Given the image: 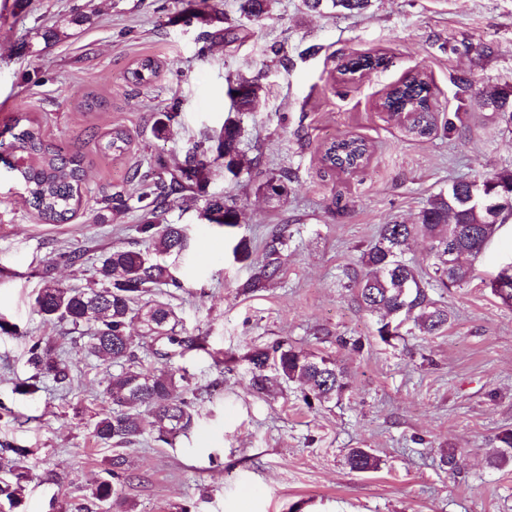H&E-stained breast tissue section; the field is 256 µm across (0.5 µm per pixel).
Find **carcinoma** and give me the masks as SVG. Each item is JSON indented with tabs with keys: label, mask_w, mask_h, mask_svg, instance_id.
Here are the masks:
<instances>
[{
	"label": "carcinoma",
	"mask_w": 512,
	"mask_h": 512,
	"mask_svg": "<svg viewBox=\"0 0 512 512\" xmlns=\"http://www.w3.org/2000/svg\"><path fill=\"white\" fill-rule=\"evenodd\" d=\"M272 0H241V12L260 18L268 13ZM370 0H305L317 10L327 3L332 8L362 11ZM157 63L141 59L127 72V80L145 85L156 76ZM260 87L241 78L227 87L228 97H237L235 115L224 120L216 136H207L186 154L178 174L169 184H160L152 199L140 196L141 210L152 218L139 225L138 232L146 249L114 247L97 269V282L90 288H72L53 279L40 288L35 305L45 319L66 322L77 329L91 328V339L84 349L86 356L118 367L110 373L102 391L104 406L93 425V437L114 447L131 445L145 434L160 444H171L172 438L193 426L196 415L197 387L187 372L172 368L146 371L129 333L131 324L139 322L143 335L155 342L164 341L170 348L165 356L178 352L188 340L179 335V323L171 303L173 293H160L163 288H182L176 276L177 264L187 258L190 248L185 228L180 224H161L155 221L171 208L176 195L190 191L203 198L202 216L210 224L234 227L238 211L224 197L209 195L212 167L220 163L224 175L239 177L248 172L254 162L240 149L242 126L240 115L249 111L258 97ZM430 86L419 73L405 76L386 93L383 107L403 119L411 133L423 137L433 129L434 113L427 99ZM487 101L512 123V85L505 84L486 92ZM9 141L0 140V151L8 153L4 163L14 179L22 185L30 204L47 224H64L71 220L82 203L81 160L59 146L46 141L38 124L27 116L14 119L7 129ZM129 135L115 128L101 143V150L123 154ZM369 159V146L359 138L344 137L328 143L322 154L324 166L331 170L350 171L364 166ZM287 173L269 178L256 186V191L269 198L287 194ZM512 220V170H503L480 181H455L429 198L413 224H384L374 244L363 254L365 272L354 281L355 297L360 307L379 315L377 334L384 342L401 335L403 328L414 329L422 336H434L450 324L452 314L431 296L438 289L459 286L471 279L474 269L465 262L477 258L486 248L495 231H486L488 224H506ZM422 237L428 240L433 259V274L424 277L403 259L409 242ZM460 255L459 262L448 266V246ZM253 273L242 285L246 290L265 287L281 271V252L272 247L260 262L251 263ZM512 272V263L489 280L492 293L506 305H512V287L501 288L505 272ZM28 362L36 377L55 383L70 378L69 364L50 346L33 343ZM251 365L250 384L266 391L281 383L299 381L306 386L303 399L307 405L324 404L340 398L348 388L347 373L336 359L307 352L300 348L277 343L256 349L247 355ZM152 411V421L144 423L139 409ZM502 448L494 453L493 463L505 465L512 461V431L505 432ZM7 476L0 477V503L9 505V512L18 508L28 468L24 448L11 449ZM350 469L367 472L377 468L375 457L364 448H354L347 458ZM108 478L100 481L92 492L99 503L118 500L122 495L127 460L117 453L109 461Z\"/></svg>",
	"instance_id": "cac0c4a2"
}]
</instances>
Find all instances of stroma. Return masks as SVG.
Wrapping results in <instances>:
<instances>
[{
  "instance_id": "1",
  "label": "stroma",
  "mask_w": 512,
  "mask_h": 512,
  "mask_svg": "<svg viewBox=\"0 0 512 512\" xmlns=\"http://www.w3.org/2000/svg\"><path fill=\"white\" fill-rule=\"evenodd\" d=\"M212 6L222 22L187 25L186 0H0V132L28 115L85 171L75 217L45 224L0 165V318L20 330L0 334V401L10 409L0 445L29 451L19 512L92 506L114 454L92 435L110 368L82 353L87 328L36 312L38 290L50 277L87 287L103 252L139 246L138 194L221 129L227 85L241 75L261 87L242 117V148L260 164L236 180L216 171L207 188L239 209V224L206 223L189 198L160 217L184 225L198 256L181 268L173 301L178 333L198 345L167 359L144 348L140 325L130 328L143 367H183L203 387L197 424L169 446L124 447L122 498L103 512H512V462H492L512 429V307L486 285L512 261V223L474 260L470 281L435 291L453 315L438 335L383 342L350 281L381 225L414 223L453 182L512 168V125L483 97L512 84V0H371L359 14L275 0L259 19L241 13L240 0ZM360 56L387 64L341 75ZM146 57L160 74L133 86L126 72ZM417 71L438 118L422 138L383 108L390 87ZM163 112L177 118L160 138ZM117 126L127 151H101ZM344 136L370 147L358 171L321 162L325 144ZM285 172L286 197L257 192ZM117 192L128 209L111 215L104 200ZM276 235L286 242L277 283L243 292L251 268L234 246L249 239L259 260ZM73 250L84 254L74 266L64 259ZM37 341L56 346L74 381L62 389L42 379L21 396L14 388L33 374L27 350ZM278 342L335 357L348 375L342 397L310 407L296 382L253 390L247 354ZM353 448L369 449L378 468L351 471Z\"/></svg>"
}]
</instances>
